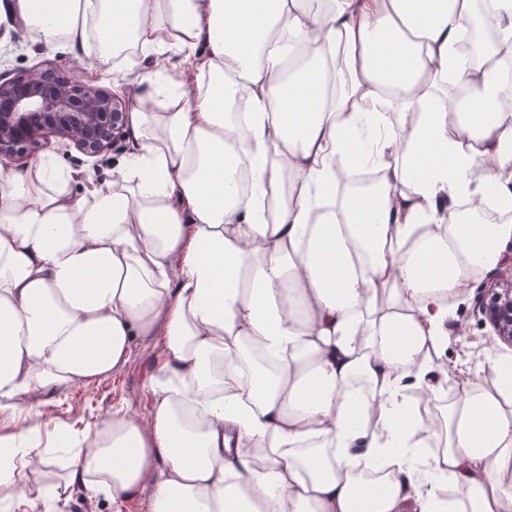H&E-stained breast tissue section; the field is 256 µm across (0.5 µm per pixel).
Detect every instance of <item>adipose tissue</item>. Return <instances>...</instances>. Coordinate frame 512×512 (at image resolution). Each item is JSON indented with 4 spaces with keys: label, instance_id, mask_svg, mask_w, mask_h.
Wrapping results in <instances>:
<instances>
[{
    "label": "adipose tissue",
    "instance_id": "adipose-tissue-1",
    "mask_svg": "<svg viewBox=\"0 0 512 512\" xmlns=\"http://www.w3.org/2000/svg\"><path fill=\"white\" fill-rule=\"evenodd\" d=\"M482 13L496 40L464 50ZM17 21L103 78L137 45L194 80L138 98L139 148L81 199L45 159L0 173V512H33L61 452L53 495L148 487L151 512H512V358L487 384L439 358L512 241V0H0ZM138 338L162 346L146 416L43 444L40 399ZM409 390L450 395L443 420Z\"/></svg>",
    "mask_w": 512,
    "mask_h": 512
}]
</instances>
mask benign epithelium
<instances>
[{"label": "benign epithelium", "mask_w": 512, "mask_h": 512, "mask_svg": "<svg viewBox=\"0 0 512 512\" xmlns=\"http://www.w3.org/2000/svg\"><path fill=\"white\" fill-rule=\"evenodd\" d=\"M117 93L73 84L48 70L0 74V157H20L39 139L59 137L87 157L121 140L128 124ZM477 309L495 336L512 346V257L478 292Z\"/></svg>", "instance_id": "7a95c632"}]
</instances>
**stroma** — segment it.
Here are the masks:
<instances>
[{
	"instance_id": "stroma-1",
	"label": "stroma",
	"mask_w": 512,
	"mask_h": 512,
	"mask_svg": "<svg viewBox=\"0 0 512 512\" xmlns=\"http://www.w3.org/2000/svg\"><path fill=\"white\" fill-rule=\"evenodd\" d=\"M154 60L149 56H139L135 65L119 61L112 66L110 81H101L92 74V67L80 49L62 46L51 50L46 48L24 28L5 29L0 34V71L15 69L53 68L66 78L95 89L112 90L122 82L129 70L150 72ZM140 145L139 133L135 127H128L124 138L111 151L95 158H88L82 164H75L65 148L49 150L33 147L26 159L5 158L0 160V169L17 171L27 162L50 158L60 164L63 170L73 176L71 189L74 195H81L82 186L87 181H108L113 169ZM476 288L466 289L463 296L452 301L448 310V346L445 356L449 363L466 362L472 365L484 361L491 352L508 353L511 348L495 340L488 325H485L476 306ZM150 346L135 341L130 363L112 379L90 387H73L60 395L43 399L40 418L45 421L41 435L43 442L54 437L53 424L61 423L81 427L94 420L111 407L124 405L137 413H145L148 397L144 383L147 379ZM150 491L127 503L121 509H114L105 499H88L83 491L72 490L68 498L56 501L54 512H150Z\"/></svg>"
}]
</instances>
